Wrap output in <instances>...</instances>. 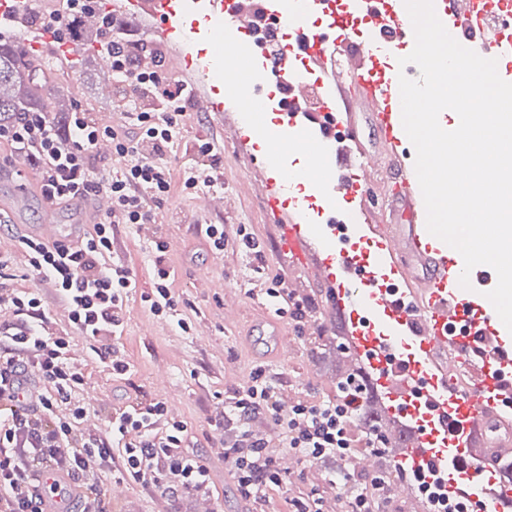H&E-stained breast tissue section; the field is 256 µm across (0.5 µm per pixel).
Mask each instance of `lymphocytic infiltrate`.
Here are the masks:
<instances>
[{
	"mask_svg": "<svg viewBox=\"0 0 512 512\" xmlns=\"http://www.w3.org/2000/svg\"><path fill=\"white\" fill-rule=\"evenodd\" d=\"M98 3L62 0L59 8L33 10L32 23L55 42L76 41L82 16ZM99 47L112 62V102L122 112L116 126H99L81 108L60 125L42 112H21L0 125V143L9 144L19 161L38 166L48 198L86 202L103 192L112 199L111 213L80 246L21 240L32 287L16 285L8 272L11 257L0 253V307L16 314L14 322L0 325V512H44L32 484L33 470L43 465L77 484V512H112L101 479L113 470L165 497L203 496L213 486L209 465L192 449L187 423L169 419L161 399L115 408L99 430L82 427L90 408L82 398L85 374L71 353L73 341L121 337L137 300L179 334H191L194 322L172 287L176 271L167 261L170 243L162 227L174 218L166 205L176 191L192 197L224 187V161L213 142L188 135L186 81L137 64L152 42L133 38L129 22L116 18L101 33ZM105 138L127 157L125 168L113 169L110 159L95 153ZM185 142L192 155L182 160L176 150ZM119 224L157 227L148 242L150 293L138 294L134 268L112 259ZM198 233L212 255L229 248L242 253L250 265L248 285L277 315L288 317L298 335L309 332L310 303L294 297L282 278L268 277L265 246L246 225L230 230L204 221ZM48 291L64 306L63 325L52 321L44 301ZM280 386L267 366H255L207 418L224 433L221 457L248 512H267L269 492L276 488L287 491L289 512H325L328 499L335 512H399L382 470L359 475L350 468L357 455L379 457L384 451L380 435L356 416L360 389L331 399L307 395L284 406ZM284 453L297 458L299 471L281 470ZM326 460L336 463L327 490L301 487L305 469Z\"/></svg>",
	"mask_w": 512,
	"mask_h": 512,
	"instance_id": "f902f5d3",
	"label": "lymphocytic infiltrate"
}]
</instances>
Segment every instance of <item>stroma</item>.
Here are the masks:
<instances>
[{"mask_svg":"<svg viewBox=\"0 0 512 512\" xmlns=\"http://www.w3.org/2000/svg\"><path fill=\"white\" fill-rule=\"evenodd\" d=\"M90 70L93 76L91 83H83L80 73L67 70L54 78L53 83L62 90H74V103L91 112L111 111L101 67L94 62ZM186 122L190 134L214 139L224 156V187L228 190L238 188L240 180L254 168L255 160L247 151L237 147L231 119L190 114ZM168 207L177 214L176 223L165 227L171 243L168 261L178 271L174 288L181 300L188 302L196 311V324L207 325L208 335H178L167 322L150 315L136 301L132 304L131 318L123 335L111 342L112 348L131 364L127 379H112L88 344H80V356L89 387L100 394L97 413L101 416L111 412L113 405L135 398L136 394L154 397V374L158 368H165L169 374V386L163 399L170 414L187 422L193 431L196 452L212 461L214 486L209 501L214 512H241L242 505L224 465L212 448L213 433L206 418L216 404V394L225 390V373L243 378L259 361L247 342V333L262 313L261 303L244 293L245 258L230 252L211 262L216 278L222 282L221 287H196L194 267L190 261L192 224L196 219L193 202L176 195L169 200ZM212 221L216 224L251 225L268 248L267 262L271 269L289 280L297 276L295 266L276 256L274 247L279 229L256 201L245 200L236 214L229 217L217 214ZM114 257L133 265L142 288H149L151 257L146 242L135 230L123 224L117 227ZM304 294L317 302V317L321 321L319 333L299 339L295 357L275 359L271 365L274 370L282 372L285 389H303L317 397L327 398L336 393L333 370L336 357L331 354L320 362L316 359V352L320 337L334 335L336 323L326 306L323 291L308 288ZM230 305L239 307L243 312L241 321L233 326L224 322V309ZM194 504V499L165 498L130 482L126 485L124 498L113 504L112 512H193Z\"/></svg>","mask_w":512,"mask_h":512,"instance_id":"stroma-1","label":"stroma"}]
</instances>
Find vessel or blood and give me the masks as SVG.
<instances>
[{
  "instance_id": "vessel-or-blood-1",
  "label": "vessel or blood",
  "mask_w": 512,
  "mask_h": 512,
  "mask_svg": "<svg viewBox=\"0 0 512 512\" xmlns=\"http://www.w3.org/2000/svg\"><path fill=\"white\" fill-rule=\"evenodd\" d=\"M33 0H0V22L27 32ZM451 35L485 58L512 55V26L477 0H434ZM115 15L147 23L174 53L168 75L188 78L190 109L231 113L239 144L258 164L252 189L281 229L277 253L302 275L293 289L327 290L355 358L365 365L387 418L400 469L433 470L448 497L478 512H512V488L495 474L512 457V333L480 292L483 268L463 270L453 248L426 229L414 170L415 150L401 121L399 66L414 35L404 0H107ZM369 113L379 147L364 150L353 117ZM325 169L323 179L308 162ZM33 180L15 182L0 210L39 194ZM395 197L405 218L381 224L370 208ZM237 199L204 191L199 215L233 213ZM38 224L21 235L52 245L63 235L59 206L44 201ZM112 200L98 194L76 208L78 224L99 223ZM252 345L285 359L295 340L274 317L249 333ZM63 479L43 477L48 512H69L53 493Z\"/></svg>"
}]
</instances>
